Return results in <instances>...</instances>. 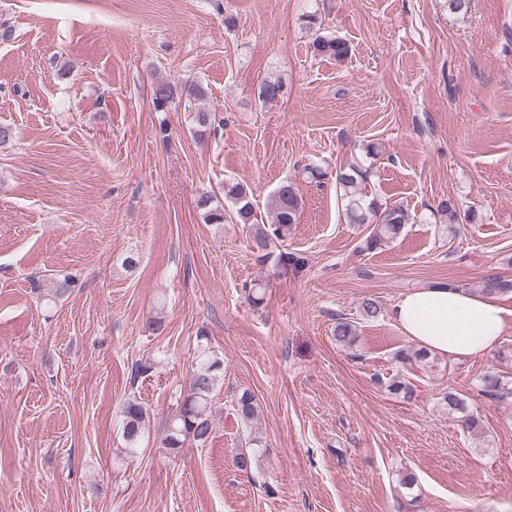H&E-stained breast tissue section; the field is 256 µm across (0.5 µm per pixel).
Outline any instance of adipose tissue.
<instances>
[{"label":"adipose tissue","instance_id":"obj_1","mask_svg":"<svg viewBox=\"0 0 512 512\" xmlns=\"http://www.w3.org/2000/svg\"><path fill=\"white\" fill-rule=\"evenodd\" d=\"M389 317L404 336L450 361L493 352L506 326L497 300L444 283L409 292L391 306Z\"/></svg>","mask_w":512,"mask_h":512}]
</instances>
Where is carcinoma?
<instances>
[{
    "mask_svg": "<svg viewBox=\"0 0 512 512\" xmlns=\"http://www.w3.org/2000/svg\"><path fill=\"white\" fill-rule=\"evenodd\" d=\"M314 55L344 61L349 54L347 43L337 37L318 35L313 42ZM260 96L265 101H275L282 96L283 86L278 81L264 79L259 85ZM186 98L190 102L205 97V89L199 83L177 85L170 81L157 82L152 87L151 101L154 110H165L175 97ZM368 178L367 170L358 165H350L336 174V182L342 191L346 216L352 224L371 226L367 248L402 236L408 215L400 207L384 206L375 200H366L362 185ZM224 199L230 206H224L216 194H204L197 200V208L202 211L207 224H222L230 221L244 224L251 230V248L262 253L269 249L275 239H283L290 226L297 222L301 208V198L294 185L282 183L274 194L271 206V221L264 223L251 200L249 191L236 183L224 187ZM512 291V282L500 277H489L484 283L483 292L496 295ZM222 363L201 349L194 358L186 389L181 393L176 411L170 417L162 443L171 454L177 455L186 441L205 443L212 432L211 395L220 379ZM485 392L500 400H512V387L501 377L488 373L482 378ZM238 414L245 423L253 422L258 416V403L248 391L242 392L237 400ZM124 425L122 438L123 453L133 457L141 451V438L144 431L146 409L135 401L127 402L122 409Z\"/></svg>",
    "mask_w": 512,
    "mask_h": 512,
    "instance_id": "cac0c4a2",
    "label": "carcinoma"
}]
</instances>
